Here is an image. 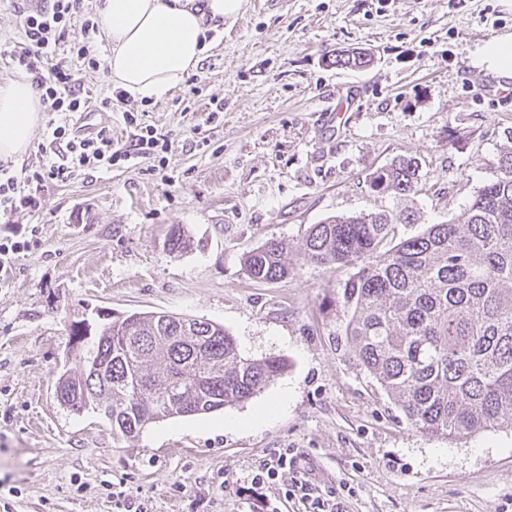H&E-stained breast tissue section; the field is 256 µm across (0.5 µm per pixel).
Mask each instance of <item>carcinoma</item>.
<instances>
[{"mask_svg":"<svg viewBox=\"0 0 512 512\" xmlns=\"http://www.w3.org/2000/svg\"><path fill=\"white\" fill-rule=\"evenodd\" d=\"M364 52L337 54L329 64L362 68ZM500 174L476 191L455 220L395 240L413 213L334 216L314 224L302 250L269 240L248 252L252 279L276 282L306 264L354 265L345 283L346 339L355 357L426 435L461 440L512 429V145ZM418 163L399 159L378 169L376 191L406 195ZM132 313L103 324L82 348L81 370L58 381L68 409L112 414V432L135 438L147 425L218 411L245 402L287 367L282 355H240L224 326L194 319Z\"/></svg>","mask_w":512,"mask_h":512,"instance_id":"cac0c4a2","label":"carcinoma"}]
</instances>
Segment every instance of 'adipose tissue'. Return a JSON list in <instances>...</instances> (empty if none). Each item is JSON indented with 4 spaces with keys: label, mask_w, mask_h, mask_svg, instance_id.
Wrapping results in <instances>:
<instances>
[{
    "label": "adipose tissue",
    "mask_w": 512,
    "mask_h": 512,
    "mask_svg": "<svg viewBox=\"0 0 512 512\" xmlns=\"http://www.w3.org/2000/svg\"><path fill=\"white\" fill-rule=\"evenodd\" d=\"M247 0H96L110 46L113 87L138 101H157L199 67L209 32L243 12ZM474 67L512 76V34L495 37L473 54ZM42 105L25 78L0 80V163L14 166L33 145Z\"/></svg>",
    "instance_id": "ef3b65f1"
}]
</instances>
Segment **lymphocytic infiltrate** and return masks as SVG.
<instances>
[{
    "instance_id": "1",
    "label": "lymphocytic infiltrate",
    "mask_w": 512,
    "mask_h": 512,
    "mask_svg": "<svg viewBox=\"0 0 512 512\" xmlns=\"http://www.w3.org/2000/svg\"><path fill=\"white\" fill-rule=\"evenodd\" d=\"M83 0H52L48 10L23 17L24 43L5 45L0 57L31 76L45 111L56 114L57 122L49 127L50 144L62 156L61 161L45 159L31 175L32 182L61 180L75 170H95L111 166L112 162L128 161L145 154L163 153L167 142L151 126H139L129 146H115L108 128L88 135H78L70 129L67 119L85 111L91 93L75 79L70 65L56 57V49L73 22H80L82 40L73 50L82 66L96 68L98 61L88 44L99 31V24L83 17ZM39 202L31 190L21 186L7 169L0 168V213L19 215L38 209Z\"/></svg>"
}]
</instances>
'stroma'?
I'll use <instances>...</instances> for the list:
<instances>
[{
    "label": "stroma",
    "mask_w": 512,
    "mask_h": 512,
    "mask_svg": "<svg viewBox=\"0 0 512 512\" xmlns=\"http://www.w3.org/2000/svg\"><path fill=\"white\" fill-rule=\"evenodd\" d=\"M512 33L502 0H247L214 33L198 70L164 100L114 101L97 34L78 78L113 141L133 128L166 136L165 162H117L39 187V210L0 218L37 226L0 281V512H305L294 479L336 494V512H512V431L448 441L412 428L345 341L351 266L305 265L258 283L243 256L275 238L298 253L332 216L412 207L408 238L457 218L499 174L512 92L482 93L471 54ZM368 49L363 69L328 65ZM224 110L211 114V101ZM413 158L406 200L372 190L373 173ZM191 241L170 251L172 227ZM166 312L223 324L239 352L287 358L248 401L114 435L99 411L56 398L70 326ZM287 394L285 407L273 400ZM295 463L253 477L274 451Z\"/></svg>",
    "instance_id": "stroma-1"
}]
</instances>
